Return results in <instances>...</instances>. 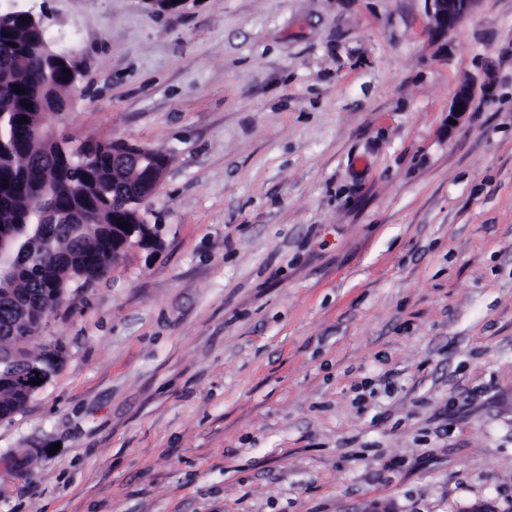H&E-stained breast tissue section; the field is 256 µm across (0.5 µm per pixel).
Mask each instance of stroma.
Listing matches in <instances>:
<instances>
[{
  "label": "stroma",
  "mask_w": 512,
  "mask_h": 512,
  "mask_svg": "<svg viewBox=\"0 0 512 512\" xmlns=\"http://www.w3.org/2000/svg\"><path fill=\"white\" fill-rule=\"evenodd\" d=\"M0 10L75 64L56 132L169 160L161 250L69 288L0 420V512L512 507V0ZM435 30L453 33L472 13L479 0H428ZM33 366L34 367L35 366L43 367V365L40 364L38 362V360L34 361L33 363H29L24 360L19 361L15 365V368H14L15 374L28 375ZM36 373H39V376H36ZM15 374L12 372H2L1 366H0V382H1V379L11 382L17 389H19L27 397H31V395L37 389H39L41 386H43L48 380V378L45 377L38 368H35L32 371L33 376H30L29 378H19ZM38 378H41L40 385H32V383H30V380L35 379V381H37Z\"/></svg>",
  "instance_id": "obj_1"
}]
</instances>
